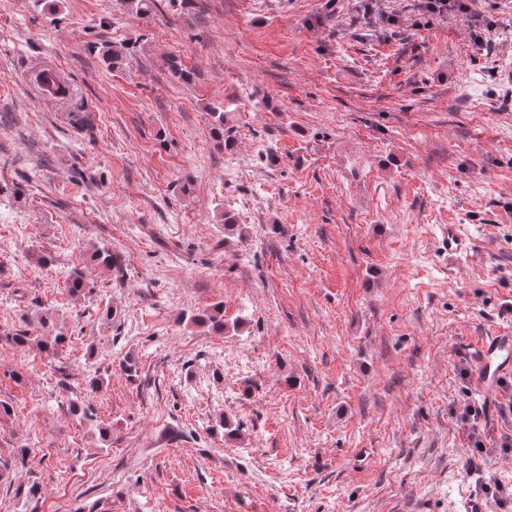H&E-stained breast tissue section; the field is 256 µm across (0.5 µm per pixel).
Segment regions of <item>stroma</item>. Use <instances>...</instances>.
<instances>
[{"mask_svg":"<svg viewBox=\"0 0 512 512\" xmlns=\"http://www.w3.org/2000/svg\"><path fill=\"white\" fill-rule=\"evenodd\" d=\"M465 2L0 0V328L47 312L69 337L0 343V454L28 451L0 512H464L512 489V377L487 413L473 374L512 330V0ZM214 103L239 107L233 150ZM452 224L476 252L449 256ZM217 303L243 331L184 323Z\"/></svg>","mask_w":512,"mask_h":512,"instance_id":"stroma-1","label":"stroma"}]
</instances>
